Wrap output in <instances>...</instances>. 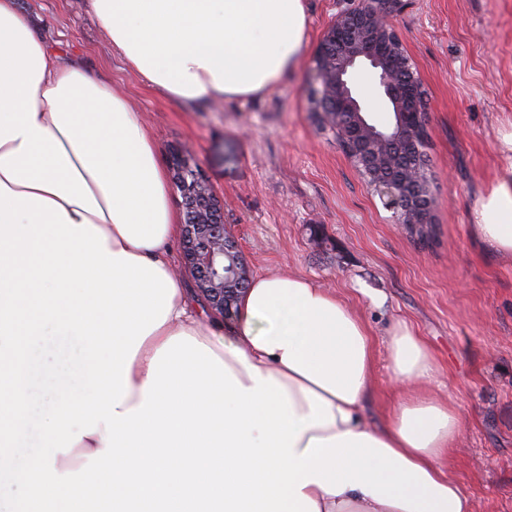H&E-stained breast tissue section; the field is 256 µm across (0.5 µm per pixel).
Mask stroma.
<instances>
[{"label":"stroma","instance_id":"1","mask_svg":"<svg viewBox=\"0 0 512 512\" xmlns=\"http://www.w3.org/2000/svg\"><path fill=\"white\" fill-rule=\"evenodd\" d=\"M304 51L269 92L216 103L172 100L143 82L112 47L89 0H18L60 63L117 88L140 113L161 168L190 145L250 275L294 273L345 300L369 325L375 369L363 415L381 425L394 380L393 325L429 345L432 393L451 398L463 433L450 469L475 512H512V259L473 231L474 210L495 187L512 132V0H405L395 26L427 104L426 163L435 235L412 238L385 210L308 99L313 56L350 0H304ZM44 371L65 368L81 344L45 329L32 337ZM44 389H35L15 456L42 451Z\"/></svg>","mask_w":512,"mask_h":512}]
</instances>
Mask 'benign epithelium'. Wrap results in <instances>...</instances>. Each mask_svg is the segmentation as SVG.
<instances>
[{
	"label": "benign epithelium",
	"mask_w": 512,
	"mask_h": 512,
	"mask_svg": "<svg viewBox=\"0 0 512 512\" xmlns=\"http://www.w3.org/2000/svg\"><path fill=\"white\" fill-rule=\"evenodd\" d=\"M403 2L351 0V7L336 16L312 61L314 112L396 223L429 224L435 199L431 175L422 169L426 110L420 81L393 24ZM360 66L373 76L368 95L354 83ZM371 95L387 103L386 122L371 120ZM171 166L182 198L184 264L211 311L232 314L248 274L224 226L223 205L190 150L173 147Z\"/></svg>",
	"instance_id": "obj_1"
}]
</instances>
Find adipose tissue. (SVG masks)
<instances>
[{
	"mask_svg": "<svg viewBox=\"0 0 512 512\" xmlns=\"http://www.w3.org/2000/svg\"><path fill=\"white\" fill-rule=\"evenodd\" d=\"M130 69L179 100L266 93L299 60L303 0H91ZM507 163L474 229L512 256ZM165 173L139 112L60 65L0 0V468L27 422L28 336L79 337L51 379L47 439L16 512H475L449 473L462 416L422 384L433 355L387 341L397 401L361 412L367 324L306 277H253L230 339L192 313Z\"/></svg>",
	"mask_w": 512,
	"mask_h": 512,
	"instance_id": "adipose-tissue-1",
	"label": "adipose tissue"
}]
</instances>
